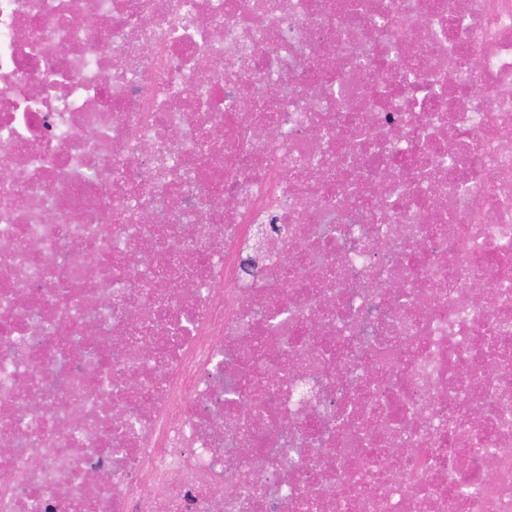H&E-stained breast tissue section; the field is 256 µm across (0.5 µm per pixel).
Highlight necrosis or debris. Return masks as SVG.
<instances>
[{"label":"necrosis or debris","instance_id":"obj_1","mask_svg":"<svg viewBox=\"0 0 512 512\" xmlns=\"http://www.w3.org/2000/svg\"><path fill=\"white\" fill-rule=\"evenodd\" d=\"M511 132L512 0H0V512H512Z\"/></svg>","mask_w":512,"mask_h":512}]
</instances>
